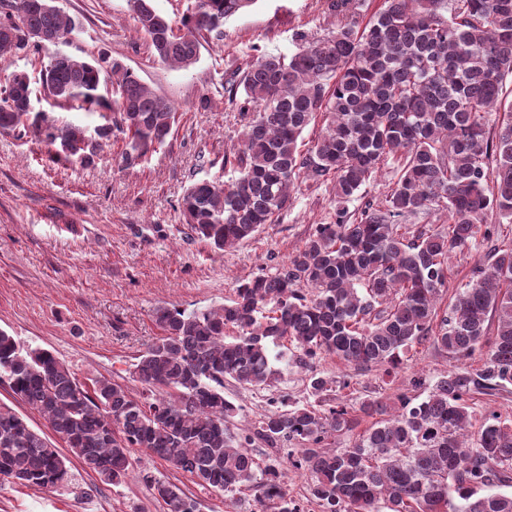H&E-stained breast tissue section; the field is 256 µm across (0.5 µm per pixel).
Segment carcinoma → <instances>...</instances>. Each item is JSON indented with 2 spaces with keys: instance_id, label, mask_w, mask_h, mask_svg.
I'll list each match as a JSON object with an SVG mask.
<instances>
[{
  "instance_id": "1",
  "label": "carcinoma",
  "mask_w": 512,
  "mask_h": 512,
  "mask_svg": "<svg viewBox=\"0 0 512 512\" xmlns=\"http://www.w3.org/2000/svg\"><path fill=\"white\" fill-rule=\"evenodd\" d=\"M256 2L191 0L175 25L152 0H128L154 55L181 69L197 62L202 40ZM327 10L335 31L300 32L297 52L259 54L224 79L244 121L238 151L221 162L232 175L192 181L179 208L188 236L233 248L288 210L303 176L332 185L335 221L315 225L274 272L239 285L219 308L156 307L161 336L132 371L139 393L106 378L82 382L53 352L25 349L0 330V384L65 444L53 447L0 404V483L63 487L77 463L118 486L142 452L231 499L253 490L273 512H305L288 496L284 461L309 477L307 500L318 512H512V493L500 491L512 486V417L489 408L466 432L475 397L512 385V244H491L489 264L473 268L451 309L441 307L449 253L492 240V216L512 223V0H383L364 24L354 0H328ZM74 28L50 0H0V56H38L49 46L31 34L63 38ZM104 75L110 98L100 93ZM40 81L54 105L103 120L92 129L57 125L35 110L29 73L14 72L0 87V134L34 138L54 164L90 165L119 133V164L133 166L176 123L168 102L103 51L50 61ZM319 116L324 127L303 151ZM387 164L393 186L352 214L349 204ZM430 213L445 224L416 223ZM424 344L457 364L430 385L414 377L391 403L332 404L352 376L396 369ZM272 346L292 352L314 401L292 402L280 390L236 434L224 380L276 387ZM327 356L354 375L319 371ZM476 357L478 367L463 364ZM422 387L423 399L413 395ZM367 419L350 447H326ZM258 442L282 456L261 462ZM139 478L165 512H199L177 484L146 470Z\"/></svg>"
}]
</instances>
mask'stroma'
I'll use <instances>...</instances> for the list:
<instances>
[{
	"label": "stroma",
	"mask_w": 512,
	"mask_h": 512,
	"mask_svg": "<svg viewBox=\"0 0 512 512\" xmlns=\"http://www.w3.org/2000/svg\"><path fill=\"white\" fill-rule=\"evenodd\" d=\"M78 30L66 54L91 59L107 51L156 95L172 104L176 123L164 145L128 168L117 162L122 137L104 144L89 166L54 165L45 147L0 136V329L26 348L51 350L86 381L105 377L139 391L131 376L141 351L160 334L153 311H189L227 303L251 277L269 273L301 247L318 224L333 220L332 187L302 179L291 205L274 224L224 251L187 238L179 201L191 180L217 176L209 160L236 151L243 129L228 103L225 74L246 70L257 52L293 54V36H318L336 21L326 0H257L209 38L198 61L174 69L156 58L136 30L127 0H54ZM210 98L200 109L201 98ZM452 359L417 347L395 376L374 369L340 394L354 403L378 392L395 394L416 375L433 382ZM120 486L76 471L68 489L0 485V512H163L138 478L147 469L196 498L200 512H258L254 493L231 503L157 459H137Z\"/></svg>",
	"instance_id": "35a3bbf8"
}]
</instances>
